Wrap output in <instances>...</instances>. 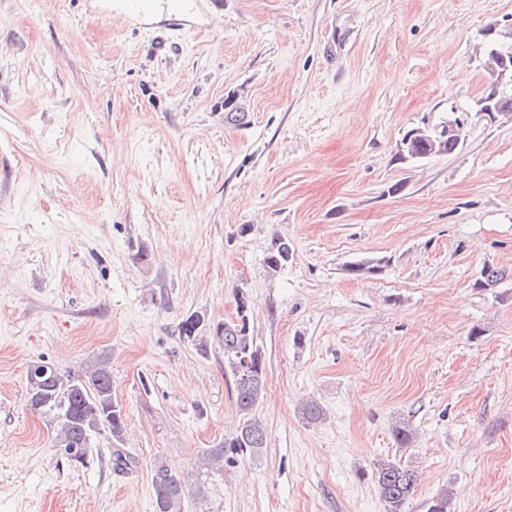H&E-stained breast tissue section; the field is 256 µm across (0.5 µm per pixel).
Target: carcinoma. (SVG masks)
Returning a JSON list of instances; mask_svg holds the SVG:
<instances>
[{
  "label": "carcinoma",
  "mask_w": 512,
  "mask_h": 512,
  "mask_svg": "<svg viewBox=\"0 0 512 512\" xmlns=\"http://www.w3.org/2000/svg\"><path fill=\"white\" fill-rule=\"evenodd\" d=\"M225 120L240 125L248 116L242 95L224 99ZM293 249L288 239L273 237L265 257L268 273L275 274L291 260ZM379 260H360L347 267L349 274L361 276L379 269ZM509 271L485 266L476 285L493 288ZM250 304L246 297L237 299V318L217 325L218 343L224 348V371L233 381L236 404L242 416L235 433L224 440V446L211 448L202 456L201 465L211 467L224 458L226 450L256 457L266 448L267 433L254 410L263 399L267 384L264 354L252 335ZM27 403L57 423L56 447L74 448L71 461L82 466L89 463L91 440L107 433L112 439L113 466L118 471L135 466L136 458L122 448L125 434L123 408L112 394V370L107 358L88 364L81 372H62L50 363L31 365L26 375ZM393 438L401 448L412 446L416 431L410 422L399 420L393 426ZM374 482L386 512H403L406 502L414 495L418 475L414 470L394 460L381 459L375 465ZM152 491L156 512H182L186 482L163 463L152 470ZM448 489L439 490L429 501L427 512H448Z\"/></svg>",
  "instance_id": "obj_1"
}]
</instances>
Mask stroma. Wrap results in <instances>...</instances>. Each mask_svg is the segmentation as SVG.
<instances>
[{
    "instance_id": "35a3bbf8",
    "label": "stroma",
    "mask_w": 512,
    "mask_h": 512,
    "mask_svg": "<svg viewBox=\"0 0 512 512\" xmlns=\"http://www.w3.org/2000/svg\"><path fill=\"white\" fill-rule=\"evenodd\" d=\"M123 2L0 0V512H154L158 461L183 512H385L383 458L419 475L404 512L444 487L451 512H512V119L476 111L512 0H191L129 22ZM451 117L460 149L398 160ZM277 235L294 255L271 275ZM363 259L379 270L349 275ZM487 265L510 275L476 287ZM241 295L267 447L209 470L241 421L215 338ZM100 354L124 472L104 435L69 461L27 404L30 365ZM225 120L228 123L244 124L248 116V108L242 95L233 94L224 99Z\"/></svg>"
}]
</instances>
